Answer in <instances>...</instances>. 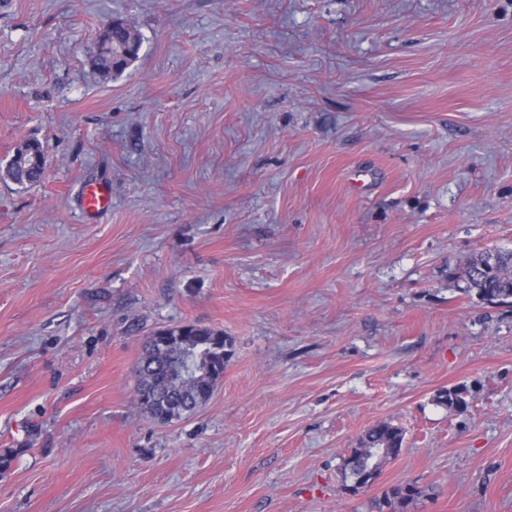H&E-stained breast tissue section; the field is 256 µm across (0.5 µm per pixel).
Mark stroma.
Listing matches in <instances>:
<instances>
[{
    "mask_svg": "<svg viewBox=\"0 0 512 512\" xmlns=\"http://www.w3.org/2000/svg\"><path fill=\"white\" fill-rule=\"evenodd\" d=\"M115 16L142 45L112 77ZM493 247L512 0H0V512H371L406 483L408 512H512V304L448 277ZM182 323L234 354L159 425L135 367ZM382 420L403 448L351 494ZM141 43L134 26L113 20L100 39L93 64L104 75H121L138 58ZM34 151L40 158L39 164H32L31 152ZM44 171V156L37 143L29 142L17 150L8 167V175L18 183L37 182ZM81 205L89 216L109 210L112 207L110 187L103 182H88L82 190ZM196 331L199 336H207L209 338H214L216 341L222 344L224 349L225 358H223L222 360L219 359L215 352L208 348L200 349L194 355V365L199 370H203L208 362L211 363L213 366V372L204 381V384L210 389L211 396L214 387L217 385L219 380L224 376V362L225 360L232 356L233 341L229 336H224L223 331L214 330L210 328H196ZM210 356L215 357L216 360H212ZM404 438L402 427L392 422L380 421L367 429L359 439L358 446L351 449L345 460L343 479L345 483L349 479L352 482L345 487L352 493L371 487L379 477L384 463L399 454ZM379 454H382V458Z\"/></svg>",
    "mask_w": 512,
    "mask_h": 512,
    "instance_id": "1",
    "label": "stroma"
}]
</instances>
